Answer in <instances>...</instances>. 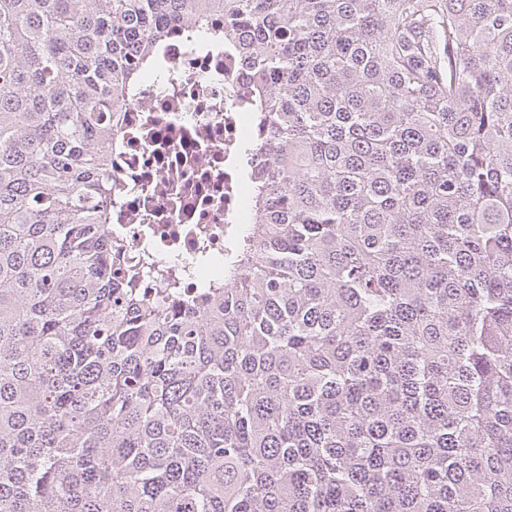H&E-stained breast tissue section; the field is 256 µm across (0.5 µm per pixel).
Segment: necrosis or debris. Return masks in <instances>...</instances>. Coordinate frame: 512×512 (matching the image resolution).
<instances>
[{
	"mask_svg": "<svg viewBox=\"0 0 512 512\" xmlns=\"http://www.w3.org/2000/svg\"><path fill=\"white\" fill-rule=\"evenodd\" d=\"M131 95L112 149V235L144 267L142 285L187 292L224 277L244 220L249 129L234 53L183 35Z\"/></svg>",
	"mask_w": 512,
	"mask_h": 512,
	"instance_id": "necrosis-or-debris-1",
	"label": "necrosis or debris"
}]
</instances>
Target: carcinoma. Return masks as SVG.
I'll list each match as a JSON object with an SVG mask.
<instances>
[{
  "instance_id": "carcinoma-1",
  "label": "carcinoma",
  "mask_w": 512,
  "mask_h": 512,
  "mask_svg": "<svg viewBox=\"0 0 512 512\" xmlns=\"http://www.w3.org/2000/svg\"><path fill=\"white\" fill-rule=\"evenodd\" d=\"M186 26L261 141L151 296L110 152ZM0 512H512V0H0Z\"/></svg>"
}]
</instances>
